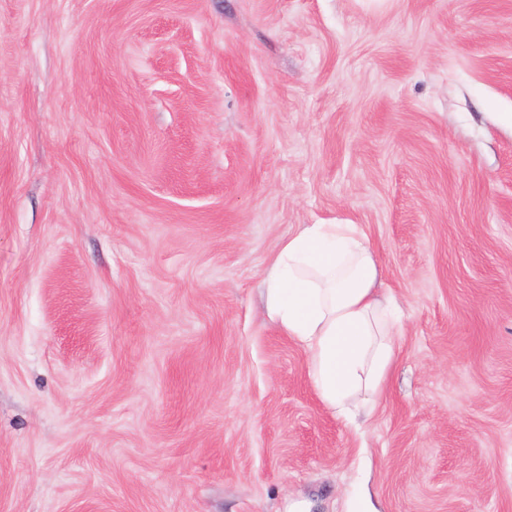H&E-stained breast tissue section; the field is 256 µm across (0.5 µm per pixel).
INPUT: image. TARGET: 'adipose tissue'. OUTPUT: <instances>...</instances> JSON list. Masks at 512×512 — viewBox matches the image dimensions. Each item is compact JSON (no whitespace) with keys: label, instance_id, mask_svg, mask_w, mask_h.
<instances>
[{"label":"adipose tissue","instance_id":"adipose-tissue-1","mask_svg":"<svg viewBox=\"0 0 512 512\" xmlns=\"http://www.w3.org/2000/svg\"><path fill=\"white\" fill-rule=\"evenodd\" d=\"M371 240L358 224H302L270 257L267 319L298 342L321 401L345 420L372 411L397 359L400 310L380 296Z\"/></svg>","mask_w":512,"mask_h":512}]
</instances>
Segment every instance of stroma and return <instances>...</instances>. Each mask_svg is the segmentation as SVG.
I'll use <instances>...</instances> for the list:
<instances>
[{"label": "stroma", "instance_id": "stroma-1", "mask_svg": "<svg viewBox=\"0 0 512 512\" xmlns=\"http://www.w3.org/2000/svg\"><path fill=\"white\" fill-rule=\"evenodd\" d=\"M300 224L403 311L335 416ZM512 512V0H0V512ZM371 240L358 224H300L270 257L267 319L298 342L321 401L351 421L371 412L397 359L400 310L380 296Z\"/></svg>", "mask_w": 512, "mask_h": 512}]
</instances>
